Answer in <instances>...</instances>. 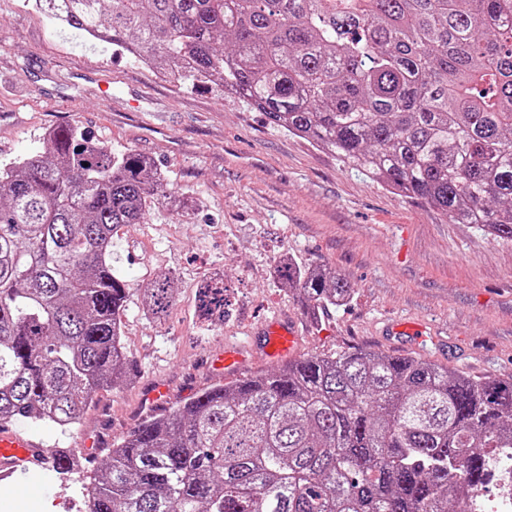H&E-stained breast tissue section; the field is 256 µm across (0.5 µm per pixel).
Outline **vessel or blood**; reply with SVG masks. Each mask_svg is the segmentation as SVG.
Here are the masks:
<instances>
[{
    "label": "vessel or blood",
    "instance_id": "obj_1",
    "mask_svg": "<svg viewBox=\"0 0 512 512\" xmlns=\"http://www.w3.org/2000/svg\"><path fill=\"white\" fill-rule=\"evenodd\" d=\"M259 345L269 358L281 360L292 358L297 336L293 321L277 319L259 330ZM246 361L242 349L225 348L222 357L213 362L215 370L229 376L238 375ZM62 451L58 448H45L26 432L0 429V487H13L21 478L32 476L34 472L53 473Z\"/></svg>",
    "mask_w": 512,
    "mask_h": 512
}]
</instances>
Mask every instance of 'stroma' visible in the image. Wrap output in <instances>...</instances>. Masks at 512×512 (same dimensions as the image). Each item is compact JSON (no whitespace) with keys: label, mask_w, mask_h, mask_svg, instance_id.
<instances>
[{"label":"stroma","mask_w":512,"mask_h":512,"mask_svg":"<svg viewBox=\"0 0 512 512\" xmlns=\"http://www.w3.org/2000/svg\"><path fill=\"white\" fill-rule=\"evenodd\" d=\"M67 124L150 157L192 200L120 231L130 276L174 275L181 299L155 322L129 305L124 341L139 369L132 384L101 391L73 430L26 424L46 447L78 450L90 439L98 449L79 473L39 493L0 491V512H85V485L113 441L149 411L151 390L164 386L170 407L224 381L211 362L228 346L246 349V373L277 368L256 346L257 329L275 317L297 320L302 356L373 350L479 378L512 376V245L343 167L234 94L185 89L128 55L77 48L23 0H0V160ZM285 255L336 270L352 302L311 326L274 283ZM216 268L236 299L223 325L206 330L194 316L195 294ZM398 319L424 326V339L388 335L386 324Z\"/></svg>","instance_id":"1"}]
</instances>
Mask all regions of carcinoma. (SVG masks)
Instances as JSON below:
<instances>
[{
    "label": "carcinoma",
    "instance_id": "carcinoma-1",
    "mask_svg": "<svg viewBox=\"0 0 512 512\" xmlns=\"http://www.w3.org/2000/svg\"><path fill=\"white\" fill-rule=\"evenodd\" d=\"M76 46L116 48L186 88L216 87L452 224L512 244V0H24ZM174 198L155 163L75 125L0 161V426L80 423L136 375L178 280L141 288L126 224ZM278 286L311 318L346 306L340 274L287 257ZM224 271L197 288L224 323ZM512 448V377L431 360L311 353L203 389L112 444L88 512H471L466 489Z\"/></svg>",
    "mask_w": 512,
    "mask_h": 512
}]
</instances>
